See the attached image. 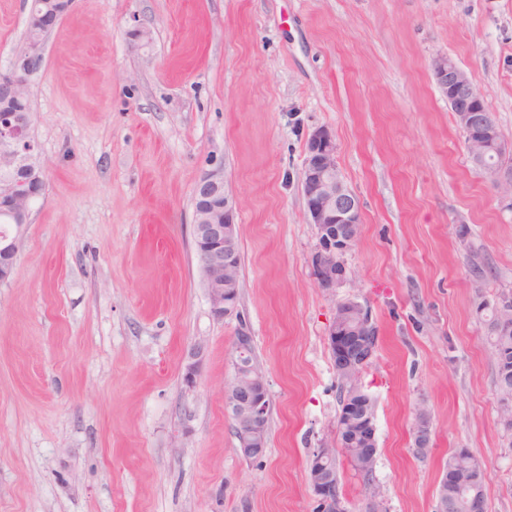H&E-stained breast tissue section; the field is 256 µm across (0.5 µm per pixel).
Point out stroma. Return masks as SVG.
<instances>
[{
    "instance_id": "1",
    "label": "stroma",
    "mask_w": 512,
    "mask_h": 512,
    "mask_svg": "<svg viewBox=\"0 0 512 512\" xmlns=\"http://www.w3.org/2000/svg\"><path fill=\"white\" fill-rule=\"evenodd\" d=\"M27 15L0 0V70ZM439 55L512 142V0H73L30 80L47 190L0 285V512H316L308 458L335 444L328 329L345 297L376 327L362 382L387 512H434L459 448L484 464L487 512H512V435L477 312L512 293V210L469 159ZM320 127L361 206L333 296L312 277L302 186ZM216 163L238 201L240 315L226 320L193 237V188ZM242 327L270 400L251 460L224 414ZM204 349L205 345L202 341L194 344L189 354V360L184 366L182 382L188 390H193L196 387ZM420 415L412 428L414 438V451L418 454H426L429 450L431 442V429L426 411Z\"/></svg>"
}]
</instances>
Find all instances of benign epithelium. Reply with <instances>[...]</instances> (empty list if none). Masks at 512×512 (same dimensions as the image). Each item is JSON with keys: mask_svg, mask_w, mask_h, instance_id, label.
I'll return each instance as SVG.
<instances>
[{"mask_svg": "<svg viewBox=\"0 0 512 512\" xmlns=\"http://www.w3.org/2000/svg\"><path fill=\"white\" fill-rule=\"evenodd\" d=\"M70 5L71 0H50L39 18L40 27L51 31ZM44 44L43 40L21 44L12 54L8 68L0 71V162L16 172L13 177L0 179V211L14 221L11 234L0 237V283L13 279L32 206L47 188L39 146L31 137L36 112L10 111L13 100L28 94L29 78L41 68ZM431 69L439 89L448 97L459 127L467 133L471 160L480 165L491 150L511 152V143L491 139L483 96L467 73L446 56L434 58ZM336 154L332 133L325 128L314 131L306 143L302 182L307 221L315 226L317 237L316 250L310 258L312 275L317 285L333 296L337 289L346 287L344 257L353 249L362 228L359 199L342 179ZM493 181L506 207L512 208V170L495 171ZM193 203L194 245L211 312L221 320L236 317L240 288L237 202L226 187L221 165L205 171L196 182ZM495 310L498 334L511 335L512 294L501 295ZM328 340L336 375L344 389L337 419V446L370 468L378 454L375 403L361 384L349 388L350 375L366 367L377 344L368 308L354 299L337 302ZM253 343L249 331L237 332L232 343L233 377L224 391V411L233 423L239 451L245 458L262 456L267 445L268 381L264 368L249 353ZM204 349L203 342L194 344L184 366L182 382L189 390L196 387ZM412 434L414 451L427 453L431 442L428 415L416 419ZM327 452L326 448H316L310 454V489L320 512H347L336 477L323 466ZM484 478L481 467L457 482L471 490L469 512H486L481 495Z\"/></svg>", "mask_w": 512, "mask_h": 512, "instance_id": "7a95c632", "label": "benign epithelium"}]
</instances>
